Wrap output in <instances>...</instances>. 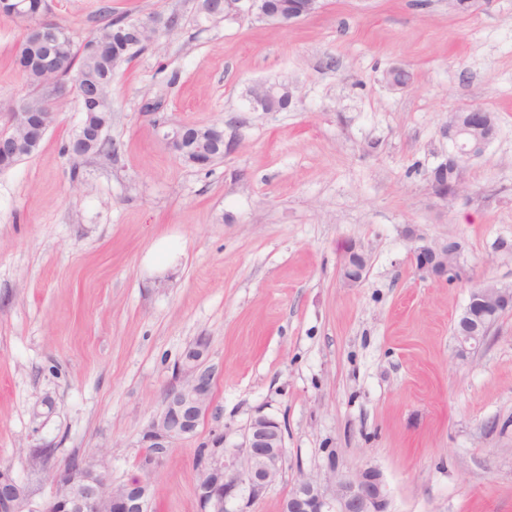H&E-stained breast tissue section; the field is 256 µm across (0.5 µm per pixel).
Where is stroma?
Wrapping results in <instances>:
<instances>
[{"label": "stroma", "mask_w": 512, "mask_h": 512, "mask_svg": "<svg viewBox=\"0 0 512 512\" xmlns=\"http://www.w3.org/2000/svg\"><path fill=\"white\" fill-rule=\"evenodd\" d=\"M199 7L51 0L77 42L107 9L178 26L112 77L116 156L70 160L69 96L39 149L0 170V463L37 505L75 456L116 484L137 475L141 432L202 337L213 409L153 472L152 512H198V448L241 444L260 415L287 461L250 512L368 467L388 512H512V309L478 348L453 330L471 288H512V0H322L286 27L201 23ZM24 34L0 15V102L31 91L12 63ZM264 82L289 85L287 110L252 109ZM465 106L495 113L498 134L448 206L430 175ZM158 116L222 124L223 159L183 162ZM449 238L468 280L423 277L414 249ZM353 243L367 268L347 286Z\"/></svg>", "instance_id": "1"}]
</instances>
